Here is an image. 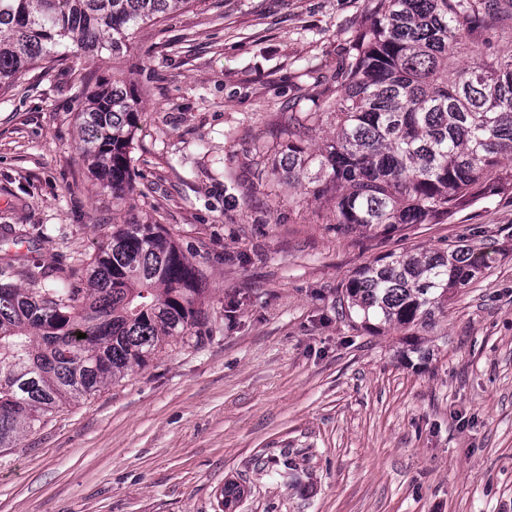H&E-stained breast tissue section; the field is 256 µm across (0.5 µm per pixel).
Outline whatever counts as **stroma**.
Wrapping results in <instances>:
<instances>
[{
    "mask_svg": "<svg viewBox=\"0 0 512 512\" xmlns=\"http://www.w3.org/2000/svg\"><path fill=\"white\" fill-rule=\"evenodd\" d=\"M370 0H192L119 60L66 52L0 91V257L86 269L159 224L203 278L200 334L0 448V512H512V184L436 224L337 232L270 175L288 109L336 95ZM140 102L123 200L80 149L87 78ZM467 238L494 259L404 365L338 312L387 253Z\"/></svg>",
    "mask_w": 512,
    "mask_h": 512,
    "instance_id": "obj_1",
    "label": "stroma"
}]
</instances>
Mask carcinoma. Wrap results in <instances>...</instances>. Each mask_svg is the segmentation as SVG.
<instances>
[{"label":"carcinoma","instance_id":"1","mask_svg":"<svg viewBox=\"0 0 512 512\" xmlns=\"http://www.w3.org/2000/svg\"><path fill=\"white\" fill-rule=\"evenodd\" d=\"M190 0H0V90L58 47L116 58L134 32ZM512 23V0H372L336 75V97L303 112L275 151L274 174L333 200L336 228L391 231L432 224L494 192L512 160V50L471 54L473 38ZM139 102L121 73L88 97L83 153L95 179L133 192L130 153ZM319 146L306 133L321 121ZM489 267L468 244L404 251L354 271L341 315L430 359L418 333L448 317V302ZM45 271L29 287L0 268V448L96 395L205 315L201 275L159 224H114L85 288H55ZM84 337L79 339L77 334Z\"/></svg>","mask_w":512,"mask_h":512}]
</instances>
